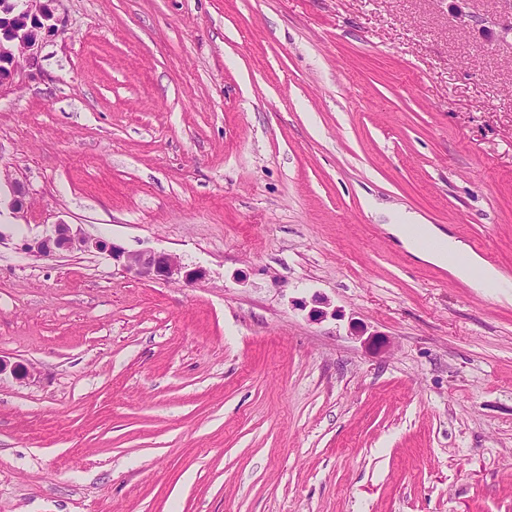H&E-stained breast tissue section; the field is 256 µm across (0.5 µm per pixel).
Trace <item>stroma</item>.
<instances>
[{
    "mask_svg": "<svg viewBox=\"0 0 512 512\" xmlns=\"http://www.w3.org/2000/svg\"><path fill=\"white\" fill-rule=\"evenodd\" d=\"M50 7L0 91V512H512V297L387 229L512 287L500 0ZM61 221L204 275L23 250ZM7 192L2 193V181L0 177V213L2 207H6L12 214H18L25 210L26 206V190L22 183L16 180L5 181ZM389 225L407 248L421 251L426 257L437 263L451 260L455 273L471 281L474 288H504L503 279L495 270L484 265L475 254L467 249L460 248L458 244L435 228L420 223L417 217L404 214L397 222ZM420 225H423L426 235L443 241L446 247L437 250H427L422 247V239L417 235ZM479 267L482 268V276L479 279H473L471 275L472 270Z\"/></svg>",
    "mask_w": 512,
    "mask_h": 512,
    "instance_id": "35a3bbf8",
    "label": "stroma"
}]
</instances>
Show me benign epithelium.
Masks as SVG:
<instances>
[{"mask_svg": "<svg viewBox=\"0 0 512 512\" xmlns=\"http://www.w3.org/2000/svg\"><path fill=\"white\" fill-rule=\"evenodd\" d=\"M23 8L15 13L0 6V90L12 85L22 66L38 64L41 33L58 30L57 18L48 0H22ZM7 192H0V208L18 214L26 207V190L16 180L5 181ZM23 247L39 256L67 252L106 253L122 271L140 278L171 281L183 278L190 282L201 276L198 269L188 270L171 253L152 250L131 252L119 244L87 235L79 224L60 222L41 236L23 240Z\"/></svg>", "mask_w": 512, "mask_h": 512, "instance_id": "7a95c632", "label": "benign epithelium"}]
</instances>
